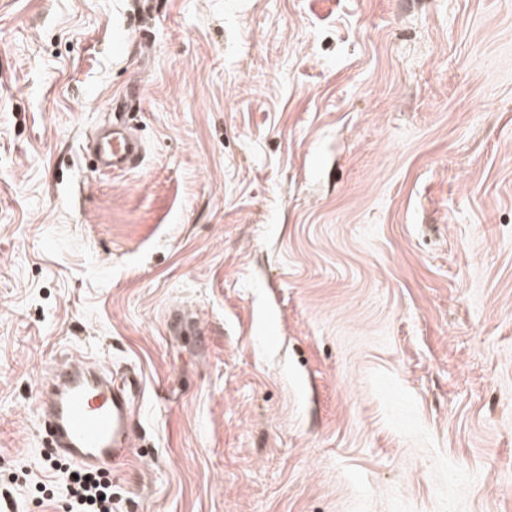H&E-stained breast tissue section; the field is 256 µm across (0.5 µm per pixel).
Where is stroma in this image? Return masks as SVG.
I'll return each instance as SVG.
<instances>
[{
    "instance_id": "35a3bbf8",
    "label": "stroma",
    "mask_w": 512,
    "mask_h": 512,
    "mask_svg": "<svg viewBox=\"0 0 512 512\" xmlns=\"http://www.w3.org/2000/svg\"><path fill=\"white\" fill-rule=\"evenodd\" d=\"M63 359L145 380L116 512H512V0H0L9 497ZM90 150L96 169L109 174L135 168L144 151L141 140L120 119L95 131Z\"/></svg>"
}]
</instances>
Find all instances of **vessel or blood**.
I'll use <instances>...</instances> for the list:
<instances>
[{
  "mask_svg": "<svg viewBox=\"0 0 512 512\" xmlns=\"http://www.w3.org/2000/svg\"><path fill=\"white\" fill-rule=\"evenodd\" d=\"M141 140L120 121L95 131L91 156L97 170L123 173L142 157ZM49 392L37 401L40 430L56 453L87 469L107 470L130 451L134 435L132 405L145 382L135 371L112 379L92 364L58 363Z\"/></svg>",
  "mask_w": 512,
  "mask_h": 512,
  "instance_id": "b4317fda",
  "label": "vessel or blood"
}]
</instances>
